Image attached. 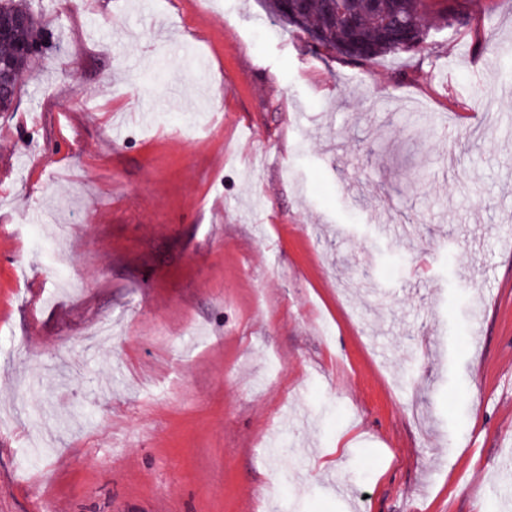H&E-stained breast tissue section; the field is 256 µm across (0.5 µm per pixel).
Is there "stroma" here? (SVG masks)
Wrapping results in <instances>:
<instances>
[{"label": "stroma", "instance_id": "35a3bbf8", "mask_svg": "<svg viewBox=\"0 0 512 512\" xmlns=\"http://www.w3.org/2000/svg\"><path fill=\"white\" fill-rule=\"evenodd\" d=\"M456 8L361 64L260 0H35L0 512H512V0Z\"/></svg>", "mask_w": 512, "mask_h": 512}]
</instances>
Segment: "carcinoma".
<instances>
[{"label": "carcinoma", "mask_w": 512, "mask_h": 512, "mask_svg": "<svg viewBox=\"0 0 512 512\" xmlns=\"http://www.w3.org/2000/svg\"><path fill=\"white\" fill-rule=\"evenodd\" d=\"M268 13L293 27L304 38L316 35L311 49L339 54L357 62L417 49L408 45L417 32H427L429 17L423 0H391L397 23L383 28L367 0H348L347 11L339 13L332 0H264ZM10 28L0 37V63L5 69V88L0 92V112L13 109V91L21 90L40 37L37 16L28 0H0V28Z\"/></svg>", "instance_id": "1"}]
</instances>
